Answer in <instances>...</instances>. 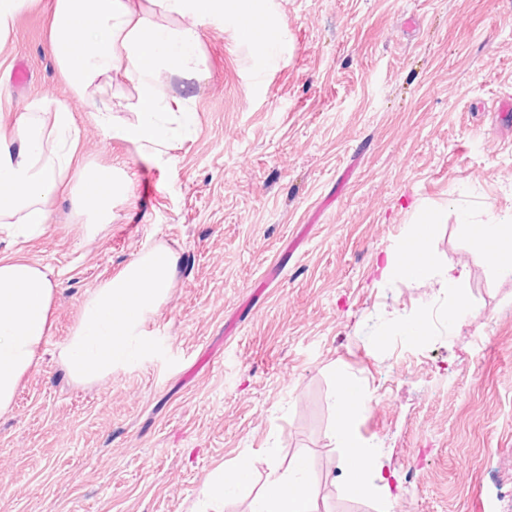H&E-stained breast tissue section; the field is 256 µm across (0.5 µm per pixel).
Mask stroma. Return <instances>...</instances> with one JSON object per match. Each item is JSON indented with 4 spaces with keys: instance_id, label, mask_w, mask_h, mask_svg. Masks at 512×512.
I'll list each match as a JSON object with an SVG mask.
<instances>
[{
    "instance_id": "35a3bbf8",
    "label": "stroma",
    "mask_w": 512,
    "mask_h": 512,
    "mask_svg": "<svg viewBox=\"0 0 512 512\" xmlns=\"http://www.w3.org/2000/svg\"><path fill=\"white\" fill-rule=\"evenodd\" d=\"M287 50L253 78L220 27L200 28L196 124L163 159L109 139L64 81L48 17L22 13L0 105L67 103L82 162L127 172V196L93 236L68 199L42 234L0 256L49 267L58 285L39 363L0 415V512H190L207 475L247 458L248 512L274 469L310 465L320 512H512V272L483 260L460 211L512 225V0H277ZM448 207L430 249L469 282L448 322L435 281L384 282L417 204ZM177 257L143 356L90 384L59 358L88 296L142 251ZM426 318L424 341L381 339ZM364 388L357 421L390 490L351 496L341 472L334 372Z\"/></svg>"
}]
</instances>
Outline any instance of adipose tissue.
I'll use <instances>...</instances> for the list:
<instances>
[{
	"label": "adipose tissue",
	"mask_w": 512,
	"mask_h": 512,
	"mask_svg": "<svg viewBox=\"0 0 512 512\" xmlns=\"http://www.w3.org/2000/svg\"><path fill=\"white\" fill-rule=\"evenodd\" d=\"M44 6L50 19L49 43L56 65L77 95L93 94V117L110 138L133 144L154 158L191 133L193 110L188 98L166 91L163 80L200 79V26L224 27L244 50L254 73L274 66L286 49L275 0H0V45L18 16ZM122 81L129 92L114 101L112 86ZM42 101L17 113L11 125H0V230L29 239L48 224L56 198L70 197L86 218L83 230L94 235L112 220V206L129 188L119 168L78 162V128L67 105L56 103L51 126H44ZM448 210L421 207L403 243L386 255L381 277L415 282L437 278L441 290L457 303L468 298L469 283L454 268H438L430 251L437 225ZM470 237L487 264L512 271V225L495 219L470 222L461 214ZM177 259L166 247L141 253L99 285L83 303L78 324L60 358L75 382H95L114 367L136 361L143 353L142 326L167 300ZM56 284L48 267L13 256L0 257V414L8 411L17 387L40 359V346L52 326ZM364 392L353 379L340 377L333 395L338 416L335 439L346 451L344 469L350 493L368 498L384 473L373 449L364 447L354 422ZM305 457H296L268 488L257 492L249 512H320L311 492ZM251 465L241 459L228 469L216 468L202 494L211 512H223L225 501L249 488Z\"/></svg>",
	"instance_id": "1"
}]
</instances>
